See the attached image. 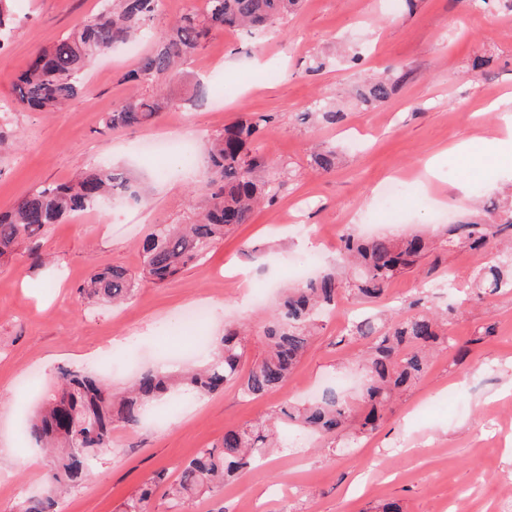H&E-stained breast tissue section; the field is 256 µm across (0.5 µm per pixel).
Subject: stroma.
I'll return each mask as SVG.
<instances>
[{"mask_svg": "<svg viewBox=\"0 0 512 512\" xmlns=\"http://www.w3.org/2000/svg\"><path fill=\"white\" fill-rule=\"evenodd\" d=\"M14 28L0 45V104L36 50L53 43L99 9V0H17ZM327 58L318 73L312 55ZM358 55L351 63L350 55ZM486 59L483 69L475 59ZM136 57L115 52L95 59L84 78L85 98L57 112L20 111L0 119L11 149L0 151V211L33 187L62 183L102 164L125 169L141 200L120 198L106 209L46 228L41 250L50 262L32 265L24 249L0 261V512H16L23 488H47L50 462L22 459L36 445L26 431L34 404L53 389L60 369L95 370L115 388L162 361L203 363L194 334L223 335L228 321L260 329L268 305L291 285V269L313 253L339 267L342 237L432 230L474 210L475 198L500 199L512 176L490 163L473 165L455 145L501 136L512 120V12L501 0H413L390 11L387 0H304L271 34L218 29L183 66L175 102L151 124L107 130L103 113L133 94L124 76ZM398 83L390 98L365 106L357 88L372 73ZM205 87L203 103L182 104L186 87ZM345 113L336 125L303 120L316 97ZM267 116L253 144L283 186L250 223L230 232L208 261L189 266L162 286L144 282L126 304L80 297L77 289L102 268L138 269L140 242L156 225L185 224L200 202L209 139L238 118ZM193 142L197 163L155 143ZM335 148L333 171L317 170L314 146ZM439 176L419 177L430 157ZM405 185L402 219L382 212L374 193L394 179ZM482 255L463 247L444 254L435 272L399 275L381 304L349 296L327 317L287 384L256 400L236 387L194 398L169 415L112 435L88 481L61 495L54 512H120L123 502L157 473L175 478L181 462L219 443L226 427L263 416L284 401L303 403L333 376L356 373L363 341L345 340L350 322L384 306L408 310L419 294L438 307L458 298L449 331L470 352L445 350L422 380L404 392L383 427L348 446L316 448L306 439L270 449L262 466L226 483L189 512H378L398 502L402 512H512V294L477 301L466 275ZM251 271L250 284L237 276ZM456 280L449 295L442 282ZM209 307L199 331L166 335L191 306ZM495 333L485 336L487 326Z\"/></svg>", "mask_w": 512, "mask_h": 512, "instance_id": "1", "label": "stroma"}]
</instances>
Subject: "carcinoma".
<instances>
[{
	"label": "carcinoma",
	"mask_w": 512,
	"mask_h": 512,
	"mask_svg": "<svg viewBox=\"0 0 512 512\" xmlns=\"http://www.w3.org/2000/svg\"><path fill=\"white\" fill-rule=\"evenodd\" d=\"M300 4L301 0H203L202 7L187 10L169 29L153 31L161 0H101L94 17L35 54L14 84L13 104L22 110L55 112L83 98V73L98 55L148 34L154 46L126 79L137 86H165L181 73V61L194 54L213 30L272 27ZM394 88L388 78H373L361 97L368 104L381 103ZM162 105L152 95L131 97L104 113L101 122L107 130L140 127L158 117ZM310 113L328 124L343 119V112L321 101ZM265 122L261 116L239 119L211 138L205 204L193 223L155 229L144 239L138 271L107 268L79 288V294L115 302L130 296L145 279L165 284L188 266L204 262L235 226L251 221L256 207L272 202L278 190L273 181L259 176L263 162L250 149ZM313 161L318 169L331 171L336 150L326 148L314 154ZM117 196L140 199L127 173L110 164L68 183L33 188L11 210L0 212V258L27 243L32 262H43L38 240L47 226ZM486 213V218L466 217L446 224L433 238L421 232L399 238L344 235L345 270L326 269L285 289L263 327V352L248 367L246 334L230 325L203 366L180 375L158 367L141 374L125 392L112 391L83 369H63L57 391L28 426L29 436L53 453L48 489L25 499L20 512H53L54 492L78 488L87 480L99 454L112 446L115 428L139 426L145 406L168 394H213L235 385L241 398L249 401L280 389L309 348L319 323L339 300L346 295L379 299L395 277L421 259L431 258L430 268H436L439 250L463 244L489 254V261L470 276L473 287L484 295L512 294V204L492 203ZM454 312L456 307L450 304L441 314L420 311L388 319L375 314L354 319L348 335L368 342L357 398L348 402L329 387L308 405L285 402L262 422L225 429L218 445L201 448L179 464L177 478L165 490L171 512H186L194 497L218 492L261 461L269 449L288 447L290 430L330 439L351 426L361 433L375 431L396 397L424 375L434 351L454 349L459 357L465 354L466 349L448 334V316ZM160 482L157 475L144 483L124 504V512H148Z\"/></svg>",
	"instance_id": "obj_1"
}]
</instances>
